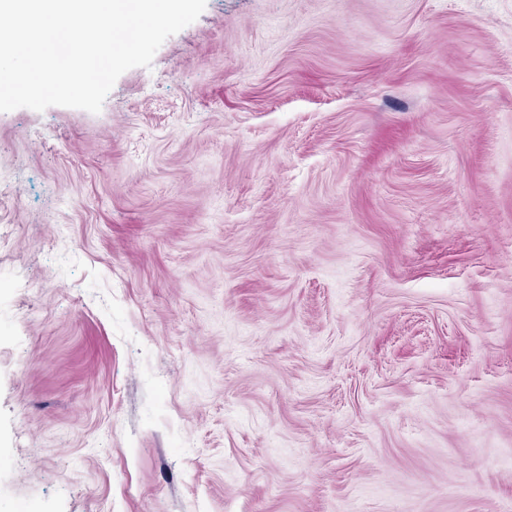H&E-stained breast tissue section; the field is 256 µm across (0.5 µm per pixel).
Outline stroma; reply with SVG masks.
Listing matches in <instances>:
<instances>
[{
  "instance_id": "35a3bbf8",
  "label": "stroma",
  "mask_w": 512,
  "mask_h": 512,
  "mask_svg": "<svg viewBox=\"0 0 512 512\" xmlns=\"http://www.w3.org/2000/svg\"><path fill=\"white\" fill-rule=\"evenodd\" d=\"M0 512H512V0H207L0 112Z\"/></svg>"
}]
</instances>
